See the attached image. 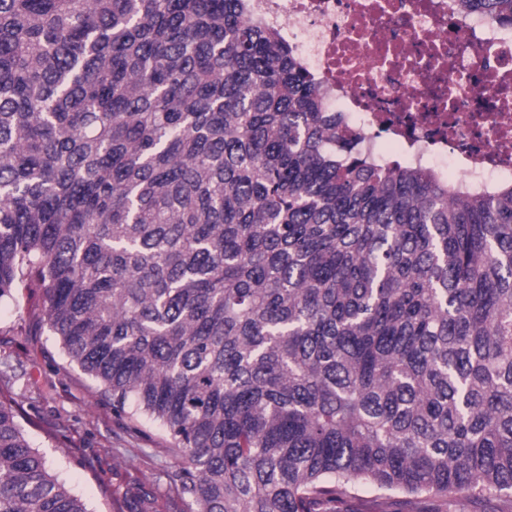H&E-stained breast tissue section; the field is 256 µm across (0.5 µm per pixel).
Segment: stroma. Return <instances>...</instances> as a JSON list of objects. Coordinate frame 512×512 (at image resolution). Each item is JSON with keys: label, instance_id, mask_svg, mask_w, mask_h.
Returning a JSON list of instances; mask_svg holds the SVG:
<instances>
[{"label": "stroma", "instance_id": "obj_1", "mask_svg": "<svg viewBox=\"0 0 512 512\" xmlns=\"http://www.w3.org/2000/svg\"><path fill=\"white\" fill-rule=\"evenodd\" d=\"M8 354L18 357L15 388L24 404L59 435L54 441L31 431L34 446L90 512H113L112 493L129 476L155 479L164 463L155 454L163 431L149 422L145 434L134 433L126 419L113 414L111 400L50 336L39 294L23 289L17 302L0 305V357Z\"/></svg>", "mask_w": 512, "mask_h": 512}]
</instances>
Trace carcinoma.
<instances>
[{"instance_id": "cac0c4a2", "label": "carcinoma", "mask_w": 512, "mask_h": 512, "mask_svg": "<svg viewBox=\"0 0 512 512\" xmlns=\"http://www.w3.org/2000/svg\"><path fill=\"white\" fill-rule=\"evenodd\" d=\"M512 23V0H458ZM245 0H0V303L166 433L114 512H512V184L385 167ZM0 385V512H88Z\"/></svg>"}]
</instances>
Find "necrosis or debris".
I'll return each mask as SVG.
<instances>
[{"instance_id": "obj_1", "label": "necrosis or debris", "mask_w": 512, "mask_h": 512, "mask_svg": "<svg viewBox=\"0 0 512 512\" xmlns=\"http://www.w3.org/2000/svg\"><path fill=\"white\" fill-rule=\"evenodd\" d=\"M362 152L482 186L512 182V25L457 0H246Z\"/></svg>"}]
</instances>
